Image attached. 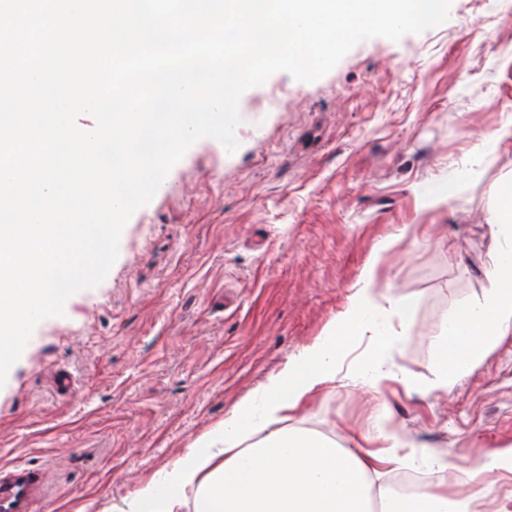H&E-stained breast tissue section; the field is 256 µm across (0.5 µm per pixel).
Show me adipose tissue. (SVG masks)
I'll list each match as a JSON object with an SVG mask.
<instances>
[{"instance_id":"adipose-tissue-1","label":"adipose tissue","mask_w":512,"mask_h":512,"mask_svg":"<svg viewBox=\"0 0 512 512\" xmlns=\"http://www.w3.org/2000/svg\"><path fill=\"white\" fill-rule=\"evenodd\" d=\"M487 222L498 242L489 286L444 322L428 383L433 391L446 390L512 337V179L494 189ZM396 244L390 238L378 245L346 308L321 336L292 354L169 469L132 492L122 512H182L189 503L194 512H370L375 494L381 512H479L492 505L487 486L462 496L450 495L443 483L411 495L374 491L375 479L406 460L410 442L396 428L379 424L378 448L356 452L291 423L311 397L335 382L357 340L368 341L354 365L362 386L376 392L391 379L386 356L406 336L410 303H379L373 284Z\"/></svg>"}]
</instances>
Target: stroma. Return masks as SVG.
Instances as JSON below:
<instances>
[{"label":"stroma","instance_id":"35a3bbf8","mask_svg":"<svg viewBox=\"0 0 512 512\" xmlns=\"http://www.w3.org/2000/svg\"><path fill=\"white\" fill-rule=\"evenodd\" d=\"M239 147L193 144L123 229L106 278L43 320L0 386V463L48 471L36 512H121L345 309L376 245L380 296L411 301L377 393L337 376L295 426L417 458L512 444V340L427 391L444 320L482 296L490 192L512 176V0H452L443 25L354 47L314 82L279 72L239 102ZM478 178H468L469 170ZM455 177L442 207L416 187Z\"/></svg>","mask_w":512,"mask_h":512}]
</instances>
